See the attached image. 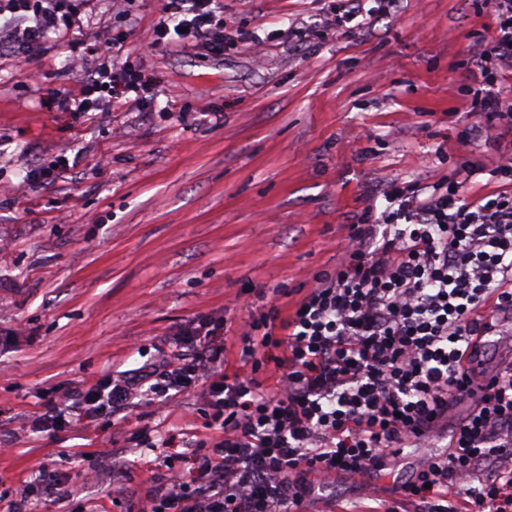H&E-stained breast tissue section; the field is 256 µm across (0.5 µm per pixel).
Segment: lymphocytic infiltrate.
Listing matches in <instances>:
<instances>
[{
    "label": "lymphocytic infiltrate",
    "instance_id": "lymphocytic-infiltrate-1",
    "mask_svg": "<svg viewBox=\"0 0 512 512\" xmlns=\"http://www.w3.org/2000/svg\"><path fill=\"white\" fill-rule=\"evenodd\" d=\"M490 35L470 49L475 126L512 135V0H487ZM0 52L16 58L54 39L68 50L76 92L66 111L121 105L160 84L155 72L115 64L122 43L104 33L103 54H74L80 19L69 0H0ZM151 47L186 43L224 52L223 0H182L153 28ZM385 185L350 226L336 271L316 276L297 309L246 322L236 365L224 362V322L180 332L159 368L68 387L48 400L36 431H56L145 402L191 396L207 408L205 439L149 443L166 473L137 495L136 512H335L336 481H366L418 449L411 474L382 512H512V364L486 367L483 351L512 319V153L490 174L501 189L471 194L465 180ZM274 364L275 383L260 380ZM463 407L452 421L448 413ZM448 448L437 451V438Z\"/></svg>",
    "mask_w": 512,
    "mask_h": 512
}]
</instances>
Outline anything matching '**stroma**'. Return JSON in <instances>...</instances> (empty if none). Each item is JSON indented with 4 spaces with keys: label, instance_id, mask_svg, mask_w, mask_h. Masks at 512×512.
Segmentation results:
<instances>
[{
    "label": "stroma",
    "instance_id": "stroma-1",
    "mask_svg": "<svg viewBox=\"0 0 512 512\" xmlns=\"http://www.w3.org/2000/svg\"><path fill=\"white\" fill-rule=\"evenodd\" d=\"M165 0H74L78 52L122 38L138 67ZM331 0H224V53L189 46L147 59L164 82L128 108L87 115L51 104L76 89L54 41L0 58V510L39 465L63 473L42 512H128L127 489L159 469L142 431L205 436L179 397L124 422L36 432L54 389L160 364L179 328L207 317L237 335L250 317L294 308L335 270L354 215L385 183L454 174L494 157L474 122L466 60L491 11L471 0H400L348 34L320 31ZM77 159L67 179L29 171Z\"/></svg>",
    "mask_w": 512,
    "mask_h": 512
}]
</instances>
